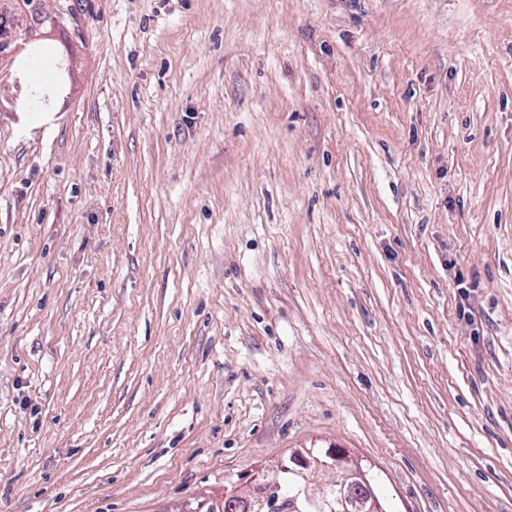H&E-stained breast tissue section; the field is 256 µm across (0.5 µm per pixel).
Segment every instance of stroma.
Wrapping results in <instances>:
<instances>
[{
	"instance_id": "1",
	"label": "stroma",
	"mask_w": 512,
	"mask_h": 512,
	"mask_svg": "<svg viewBox=\"0 0 512 512\" xmlns=\"http://www.w3.org/2000/svg\"><path fill=\"white\" fill-rule=\"evenodd\" d=\"M46 7L0 82V512L306 448L512 512V0Z\"/></svg>"
}]
</instances>
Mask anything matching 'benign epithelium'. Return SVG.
Instances as JSON below:
<instances>
[{
	"mask_svg": "<svg viewBox=\"0 0 512 512\" xmlns=\"http://www.w3.org/2000/svg\"><path fill=\"white\" fill-rule=\"evenodd\" d=\"M23 24L16 26L8 50L0 53V79L11 75L16 57L32 41ZM287 470L303 481V493L307 500L320 505L323 512H384L383 505L371 485L369 474L360 463L340 450L318 451L304 462L297 455L289 456L277 467L259 468L247 481L246 488L224 491V502L245 494L250 495V512H275L279 498L280 484L277 476ZM335 471L339 473L330 487L315 496L309 493V474L316 471Z\"/></svg>",
	"mask_w": 512,
	"mask_h": 512,
	"instance_id": "benign-epithelium-1",
	"label": "benign epithelium"
}]
</instances>
